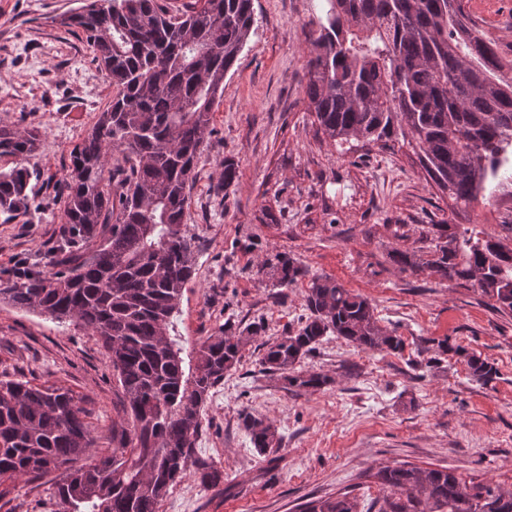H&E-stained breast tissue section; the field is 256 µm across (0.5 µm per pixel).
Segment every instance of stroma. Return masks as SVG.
<instances>
[{
	"label": "stroma",
	"mask_w": 512,
	"mask_h": 512,
	"mask_svg": "<svg viewBox=\"0 0 512 512\" xmlns=\"http://www.w3.org/2000/svg\"><path fill=\"white\" fill-rule=\"evenodd\" d=\"M81 0H0V124L40 128L28 166L35 211L0 214V279L24 265L49 270L63 222L57 184L105 108L112 89L81 32L61 20ZM320 0H254L255 25L224 94L194 173L183 231L194 257L170 331L184 360L225 321L262 324L202 412L195 456L224 470L218 485L194 473L170 489L158 512H299L329 496L356 498L366 512L386 491L385 466L449 467L464 480L512 484V314L496 311L469 282L440 280L396 263L400 250L428 259L435 224H475L512 245V183L490 181L484 197L454 206L437 191L406 139L355 142L343 152L325 139L305 98L307 23ZM473 19L512 57V0H469ZM238 179L221 190L225 158ZM306 269L290 288L261 270L275 254ZM335 278L367 298L381 327L406 342L400 353L369 351L324 337L301 371L327 375L296 393L262 371L265 343L308 316L311 277ZM451 353L432 362V343ZM492 364L472 381L466 355ZM0 379L70 389L112 449L119 388L99 338L0 301ZM270 422L281 439L258 454L242 413ZM54 476L0 482V512H53Z\"/></svg>",
	"instance_id": "35a3bbf8"
}]
</instances>
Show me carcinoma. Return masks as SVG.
<instances>
[{"mask_svg": "<svg viewBox=\"0 0 512 512\" xmlns=\"http://www.w3.org/2000/svg\"><path fill=\"white\" fill-rule=\"evenodd\" d=\"M309 22L305 96L323 134L387 143L410 137L429 176L468 206L501 171L512 148V59L470 18L468 0H321ZM255 23L253 0H85L61 24L80 30L112 86V100L71 151L60 183L64 222L48 271L20 270L0 284V300L98 336L120 389L122 417L112 451L98 455L91 425L62 387L0 380V478L56 471L58 512H158L189 472L210 391L239 363L248 336L204 340L186 372L168 336L193 275L182 234L194 171L224 92ZM41 131L0 125V212L26 215ZM432 258L443 281L472 282L512 313V248L477 225L434 224ZM278 286L305 275L283 254L270 265ZM302 327L266 344L265 370L288 387L317 390L319 373L296 370L328 335L364 350L400 353L405 342L378 324L372 304L328 276L310 280ZM469 375L486 383L496 369L474 355ZM254 448L279 446L273 426L241 416ZM198 465V464H196ZM201 482L224 472L198 465ZM375 477L391 495L378 512H512V486L467 483L450 468L385 467ZM346 496L311 502L305 512H357Z\"/></svg>", "mask_w": 512, "mask_h": 512, "instance_id": "1", "label": "carcinoma"}]
</instances>
